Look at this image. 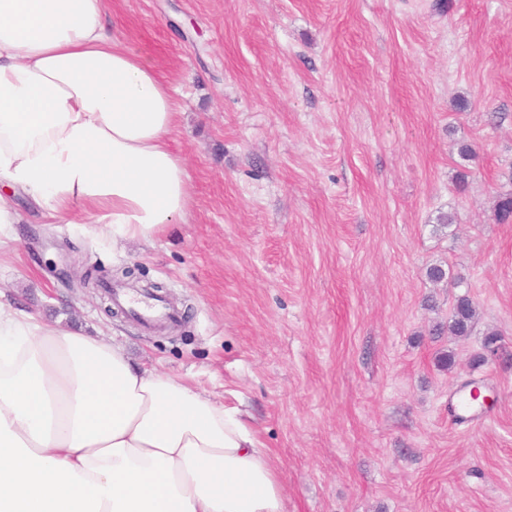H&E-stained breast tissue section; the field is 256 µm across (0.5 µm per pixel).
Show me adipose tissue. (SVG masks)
<instances>
[{"mask_svg":"<svg viewBox=\"0 0 512 512\" xmlns=\"http://www.w3.org/2000/svg\"><path fill=\"white\" fill-rule=\"evenodd\" d=\"M176 89L109 0H0V184L113 245L192 204ZM0 512H285L243 412L0 300Z\"/></svg>","mask_w":512,"mask_h":512,"instance_id":"obj_1","label":"adipose tissue"}]
</instances>
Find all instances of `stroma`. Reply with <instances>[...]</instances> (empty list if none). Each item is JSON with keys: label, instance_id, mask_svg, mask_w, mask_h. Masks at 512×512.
I'll return each mask as SVG.
<instances>
[{"label": "stroma", "instance_id": "35a3bbf8", "mask_svg": "<svg viewBox=\"0 0 512 512\" xmlns=\"http://www.w3.org/2000/svg\"><path fill=\"white\" fill-rule=\"evenodd\" d=\"M111 21L178 89L190 211L116 247L15 192L0 292L244 411L286 512H512V0H112ZM123 280L180 320L143 326ZM460 293L471 335H430ZM470 381L479 425L449 412Z\"/></svg>", "mask_w": 512, "mask_h": 512}]
</instances>
